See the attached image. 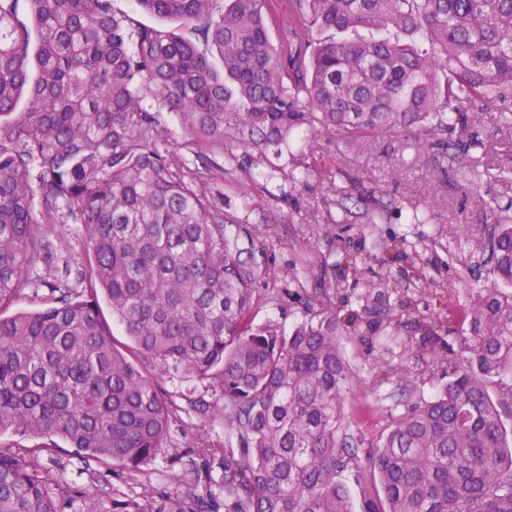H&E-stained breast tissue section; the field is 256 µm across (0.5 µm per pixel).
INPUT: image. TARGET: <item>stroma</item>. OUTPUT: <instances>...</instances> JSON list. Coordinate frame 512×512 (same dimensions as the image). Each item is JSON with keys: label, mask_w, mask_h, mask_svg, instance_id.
Instances as JSON below:
<instances>
[{"label": "stroma", "mask_w": 512, "mask_h": 512, "mask_svg": "<svg viewBox=\"0 0 512 512\" xmlns=\"http://www.w3.org/2000/svg\"><path fill=\"white\" fill-rule=\"evenodd\" d=\"M156 118L164 148L199 188L223 192L225 211L254 240L255 257L268 271L255 287L254 324L286 331L313 309L365 320L363 331L340 339L352 372L343 413L360 447L374 446L395 418L447 384L458 357L456 311L491 278L484 202L512 201V177L505 174L512 168V129L501 128L495 108L479 113L470 129L480 142L472 151L479 160L473 186L460 172H437L432 151L407 139L380 138L350 150L335 138L308 135L262 158L237 150L229 166L223 154L188 139L183 115L161 111ZM301 162L333 165L334 182L311 174L291 179ZM340 200L352 211L345 224L332 221ZM415 204L432 212V223H410ZM90 256L85 236L56 234L40 273L76 283L89 273ZM433 323L440 331L431 337L426 327ZM154 380L174 409L165 459L137 471L94 462L80 475L74 448L58 443L65 479L103 507H111L115 494L194 492V485L175 483L184 455L206 440L237 444L218 416L224 396L212 381L173 370L156 372Z\"/></svg>", "instance_id": "stroma-1"}]
</instances>
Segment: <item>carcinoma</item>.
Here are the masks:
<instances>
[{
	"mask_svg": "<svg viewBox=\"0 0 512 512\" xmlns=\"http://www.w3.org/2000/svg\"><path fill=\"white\" fill-rule=\"evenodd\" d=\"M184 33L131 27L112 0H0V435L138 470L171 417L148 368L212 378L224 395L219 470L200 494L140 503L67 489L0 447V512H512V439L490 396L512 374V203L492 198L493 284L463 310L454 376L360 448L344 423L355 327L310 313L289 333L251 321L262 269L224 193L198 189L157 135L151 98L187 134L264 155L300 132L349 148L418 130L442 169L477 175L471 113L512 129V0H134ZM24 118L9 121L20 101ZM80 224L89 286L3 310L46 258L44 224ZM112 308L131 344L100 316ZM353 474L360 508L339 480Z\"/></svg>",
	"mask_w": 512,
	"mask_h": 512,
	"instance_id": "1",
	"label": "carcinoma"
}]
</instances>
